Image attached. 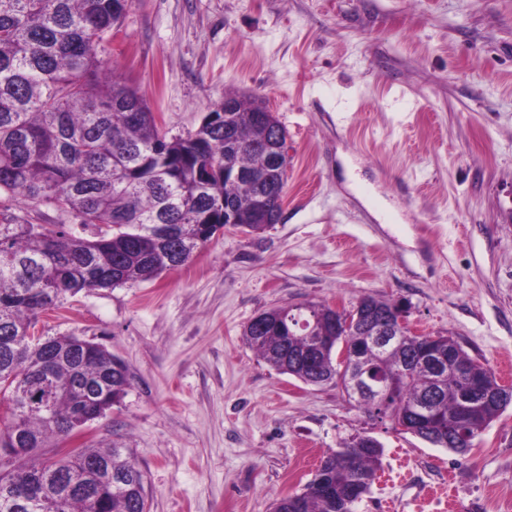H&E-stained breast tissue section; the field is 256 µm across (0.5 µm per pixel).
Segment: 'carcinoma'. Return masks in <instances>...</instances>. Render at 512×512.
<instances>
[{
    "label": "carcinoma",
    "mask_w": 512,
    "mask_h": 512,
    "mask_svg": "<svg viewBox=\"0 0 512 512\" xmlns=\"http://www.w3.org/2000/svg\"><path fill=\"white\" fill-rule=\"evenodd\" d=\"M132 3L0 0V202L10 211L20 195L28 213L51 209L59 219L52 228L0 219V400L14 403L12 420L0 421V448L14 447L17 434L30 441L11 469L0 470V512L20 488L41 493L40 512H146L144 474L115 444L33 459L70 435L74 415L95 418L102 406L120 404L131 386L125 365L104 347L78 359L69 356L70 336L51 338L47 349L32 346L25 336L40 314L69 297L188 264L224 228L213 213L226 197L235 201L240 224L265 230L249 209V182L228 185L215 172L203 185L196 171L222 168L226 158L246 170L269 167L277 151L266 106L241 98L231 141L224 125L207 121L184 137L167 136L137 89L111 68L112 39ZM301 320L313 322L312 314L273 308L262 313V325L246 326L244 340L272 369L308 385L330 383L341 370L336 346L307 367L284 360L278 324L292 328ZM424 340L412 336L386 356L364 358L363 366L386 380ZM438 342L462 364L448 369L439 389L419 370L399 382L386 405L364 397V410L392 419L400 404L428 399L438 416L429 433L440 447L465 455L504 409L484 406L465 418L461 394L473 376L484 393L495 395L501 385L452 338ZM382 456L381 446L355 439L325 453L313 478L277 499L273 512H356ZM109 468L124 474L121 484L103 480Z\"/></svg>",
    "instance_id": "obj_1"
}]
</instances>
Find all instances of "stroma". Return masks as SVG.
I'll return each mask as SVG.
<instances>
[{
  "mask_svg": "<svg viewBox=\"0 0 512 512\" xmlns=\"http://www.w3.org/2000/svg\"><path fill=\"white\" fill-rule=\"evenodd\" d=\"M113 47L169 135L247 93L291 162L280 223L40 316L131 376L81 443L126 448L147 512H272L359 435L384 452L357 512H512V406L462 456L243 339L272 308L370 295L512 384V0H134Z\"/></svg>",
  "mask_w": 512,
  "mask_h": 512,
  "instance_id": "obj_1",
  "label": "stroma"
}]
</instances>
